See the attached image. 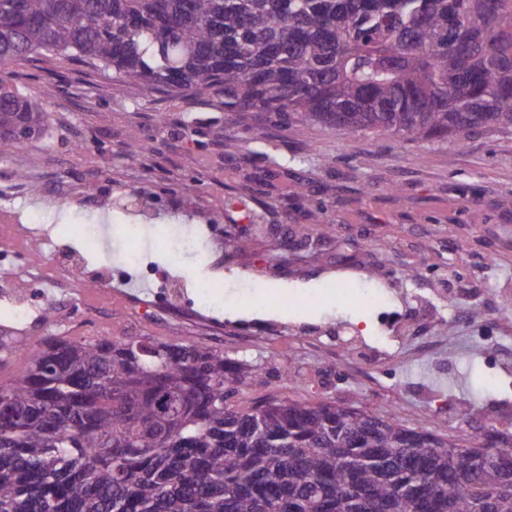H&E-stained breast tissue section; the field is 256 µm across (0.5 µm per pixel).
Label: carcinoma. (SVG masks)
<instances>
[{
	"instance_id": "carcinoma-1",
	"label": "carcinoma",
	"mask_w": 512,
	"mask_h": 512,
	"mask_svg": "<svg viewBox=\"0 0 512 512\" xmlns=\"http://www.w3.org/2000/svg\"><path fill=\"white\" fill-rule=\"evenodd\" d=\"M512 0H0V66L40 51L120 85L224 94L257 113L400 143L512 130ZM0 80V155L43 135ZM0 381V512H512L473 447L392 416L276 397L227 405L257 367L184 336L32 339Z\"/></svg>"
}]
</instances>
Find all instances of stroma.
I'll return each instance as SVG.
<instances>
[{
	"label": "stroma",
	"instance_id": "35a3bbf8",
	"mask_svg": "<svg viewBox=\"0 0 512 512\" xmlns=\"http://www.w3.org/2000/svg\"><path fill=\"white\" fill-rule=\"evenodd\" d=\"M5 75L53 95L43 136L0 158V225L103 224L110 240L91 262L134 251L166 270L167 225L190 229L201 257L180 272L224 302L146 333L258 363L234 406L276 394L394 412L446 442L512 435V320L500 317L512 310V131L405 144L263 114L266 138L253 143L217 95L134 91L47 52ZM329 280L345 297L324 294ZM368 283L401 312L392 330L355 300ZM252 284L269 304L236 305ZM150 293L130 283L88 295L63 334L91 335L107 317L131 334L122 315Z\"/></svg>",
	"mask_w": 512,
	"mask_h": 512
}]
</instances>
